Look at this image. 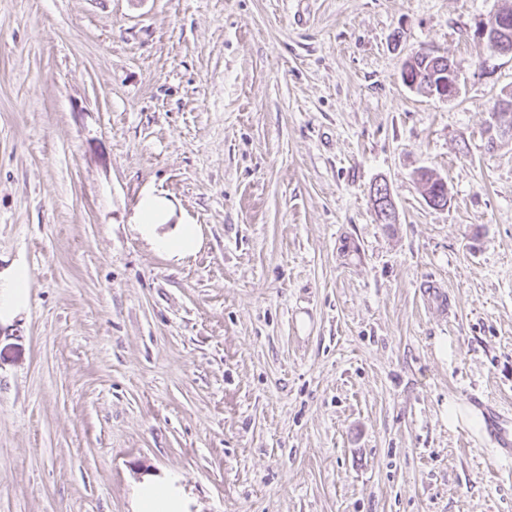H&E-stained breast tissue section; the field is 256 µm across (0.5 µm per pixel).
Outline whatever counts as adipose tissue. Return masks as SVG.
<instances>
[{
    "label": "adipose tissue",
    "mask_w": 512,
    "mask_h": 512,
    "mask_svg": "<svg viewBox=\"0 0 512 512\" xmlns=\"http://www.w3.org/2000/svg\"><path fill=\"white\" fill-rule=\"evenodd\" d=\"M174 212L167 201L145 193L135 211L133 222L142 238L158 253L183 259L200 247L199 227L173 223ZM136 512H184L185 503L168 480H148L135 490Z\"/></svg>",
    "instance_id": "adipose-tissue-1"
}]
</instances>
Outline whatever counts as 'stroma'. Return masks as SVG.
Instances as JSON below:
<instances>
[{"instance_id": "1", "label": "stroma", "mask_w": 512, "mask_h": 512, "mask_svg": "<svg viewBox=\"0 0 512 512\" xmlns=\"http://www.w3.org/2000/svg\"><path fill=\"white\" fill-rule=\"evenodd\" d=\"M504 2L0 0V273L32 275L0 512H133L165 476L188 512H512L493 422L448 427L512 412V58L474 37ZM422 48L458 98L405 85ZM148 191L194 256L142 239ZM494 112L496 113L488 128V135L490 143L492 145H497L499 141L511 140L512 118L509 113L510 110L502 103ZM372 206L379 222L398 221V214L387 184L379 183L374 187ZM173 215L174 211L164 198L148 192L140 199L133 224L153 250L169 258L183 259L199 249V227L180 222L174 224L172 230L161 232L163 226L171 224Z\"/></svg>"}]
</instances>
